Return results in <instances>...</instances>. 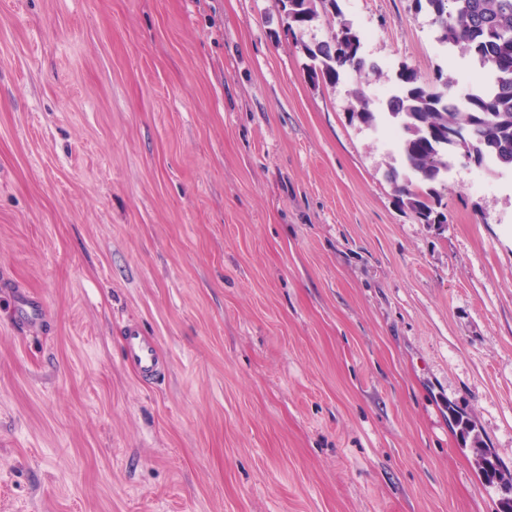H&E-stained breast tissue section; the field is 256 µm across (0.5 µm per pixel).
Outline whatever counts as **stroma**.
Returning a JSON list of instances; mask_svg holds the SVG:
<instances>
[{
  "label": "stroma",
  "mask_w": 512,
  "mask_h": 512,
  "mask_svg": "<svg viewBox=\"0 0 512 512\" xmlns=\"http://www.w3.org/2000/svg\"><path fill=\"white\" fill-rule=\"evenodd\" d=\"M340 6L379 69L316 85L278 0H0V512L512 501V170L456 155L423 223L352 115L484 75L416 0ZM122 358L144 382H155L165 374L166 358L151 336H144L138 323L122 328Z\"/></svg>",
  "instance_id": "stroma-1"
}]
</instances>
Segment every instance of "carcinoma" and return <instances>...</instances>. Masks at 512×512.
Returning <instances> with one entry per match:
<instances>
[{
    "mask_svg": "<svg viewBox=\"0 0 512 512\" xmlns=\"http://www.w3.org/2000/svg\"><path fill=\"white\" fill-rule=\"evenodd\" d=\"M333 22L329 39L305 45L312 61L309 80L331 85L346 70L362 73L375 66L358 55L359 34L343 19L338 0H288V29L319 17L317 5ZM433 20L448 24L443 44L476 61L490 73L487 86L471 91L459 104L453 82L437 71L423 78L404 65L398 85L386 101L384 118L402 132L401 155L407 173L397 192L426 224L444 223L435 208L432 184L448 172V158L461 151L512 168V0H417Z\"/></svg>",
    "mask_w": 512,
    "mask_h": 512,
    "instance_id": "obj_1",
    "label": "carcinoma"
}]
</instances>
